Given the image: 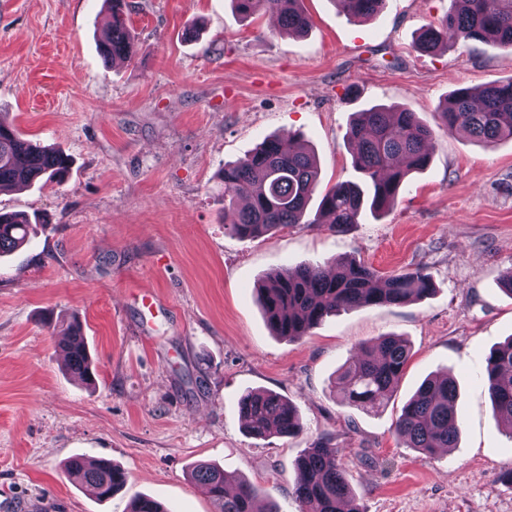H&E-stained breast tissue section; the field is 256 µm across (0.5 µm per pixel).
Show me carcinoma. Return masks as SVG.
Segmentation results:
<instances>
[{"instance_id":"obj_1","label":"carcinoma","mask_w":512,"mask_h":512,"mask_svg":"<svg viewBox=\"0 0 512 512\" xmlns=\"http://www.w3.org/2000/svg\"><path fill=\"white\" fill-rule=\"evenodd\" d=\"M278 11L280 28L303 34L312 21L303 0H232L239 15L248 19L265 5ZM351 20L364 21L381 9L385 0H331ZM442 20L426 28L418 48L434 54L454 51L472 42L512 47V0H448ZM111 34L100 47L105 62H126L135 56L129 25L128 0H105ZM444 129L464 132L486 145L512 140V79L483 87L479 96L464 87L448 96L441 111ZM353 150L357 182H338L326 189L319 213L338 231L360 222L365 210L378 216L394 207L408 175L424 169L431 157L433 130L415 113L393 106L373 105L356 113L345 133ZM70 159L23 138L0 120V188L31 185L39 180L62 182ZM224 223L242 238L273 234L304 223L307 207L318 189V167L302 144L290 148L278 137L262 142L245 158L224 164ZM31 219L25 214L0 212V255L20 247L29 235ZM432 292V282L421 269L380 278L371 268L349 258L328 266L303 265L272 273L262 287L260 306L272 331L296 339L325 318L341 311L372 305H398L421 300ZM60 348L68 371L93 381L89 351L82 327L67 326ZM406 342L386 336L365 346L343 365L337 388L343 400L360 408H378L389 399L409 359ZM484 381L497 420L512 431V337L495 346L486 360ZM458 391L448 374L427 378L404 405L394 430L407 447L433 455L453 448L459 433L455 411ZM240 412L247 433L254 438L288 437L301 422L295 409L280 395L257 390L242 395ZM299 474L293 495L299 512H363L352 494L339 458V449L315 441L298 458ZM68 476L98 499H108L126 482L125 472L110 463L91 466L83 457L67 463ZM192 478L205 485L218 512H255V488L246 481L228 494L232 481L216 465L200 462Z\"/></svg>"}]
</instances>
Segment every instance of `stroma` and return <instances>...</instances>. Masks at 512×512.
I'll return each instance as SVG.
<instances>
[{"instance_id":"obj_1","label":"stroma","mask_w":512,"mask_h":512,"mask_svg":"<svg viewBox=\"0 0 512 512\" xmlns=\"http://www.w3.org/2000/svg\"><path fill=\"white\" fill-rule=\"evenodd\" d=\"M135 61L104 63L103 0H0V118L68 154L67 180L0 191V210L37 217L31 241L0 257V512H214L190 476L214 462L298 512L296 460L317 440L339 448L363 512H512V436L493 417L486 359L512 337V141L444 130L450 91L512 79V49L473 43L427 54L422 28L448 0H385L371 19L305 0L312 27L281 33L270 9L243 19L231 0H129ZM377 104L433 129L428 167L394 208L338 232L308 221L241 238L224 227L227 162L271 136L299 134L320 186L357 180L344 135ZM353 258L379 275L423 269L434 290L400 305L326 318L275 336L256 290L272 271ZM154 296L158 307H143ZM79 320L93 385L64 368L59 342ZM395 335L410 358L386 405L340 402L334 381L358 345ZM459 388L455 448L426 456L394 431L422 381ZM285 397L303 425L254 439L238 401ZM81 454L127 473L100 501L65 472Z\"/></svg>"}]
</instances>
